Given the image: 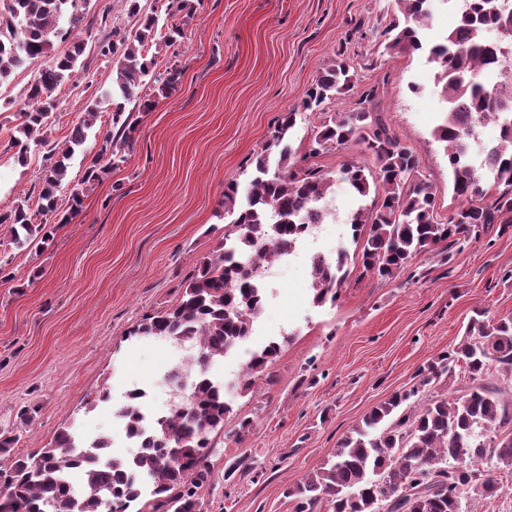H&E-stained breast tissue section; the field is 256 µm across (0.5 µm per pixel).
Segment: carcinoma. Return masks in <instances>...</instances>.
Segmentation results:
<instances>
[{"instance_id": "1", "label": "carcinoma", "mask_w": 512, "mask_h": 512, "mask_svg": "<svg viewBox=\"0 0 512 512\" xmlns=\"http://www.w3.org/2000/svg\"><path fill=\"white\" fill-rule=\"evenodd\" d=\"M0 1V80L27 60L51 57L27 87L19 137L13 140L22 164L31 147L47 148L38 176L37 210L31 212L25 198L0 212V246L21 249L53 237L50 220L67 177V160L86 142L102 112L96 103L88 106L60 148L43 137L57 107L55 92L70 81L83 53L75 43L65 55L53 57L52 39L64 37L58 28L63 16L73 29L84 22L85 0ZM128 2L134 27L113 30L112 39L100 42L98 54L115 64L113 83L119 95L145 112L156 98L172 93L181 75L175 65L158 71L149 50L161 43L175 46L195 9L192 0H164L171 23L160 29L155 16L141 12L138 0ZM393 2L380 54L412 55L426 49L420 30L431 18L429 0ZM491 28L505 35L490 40L486 32ZM503 48L512 51V9L504 0H471L443 41L426 49L438 66L447 104L434 135L446 143L452 190L459 200L446 216L439 214L432 185L422 178L414 147L379 118L377 87L357 92L348 111L321 122L311 149L299 157L290 144L297 110L281 115L272 140L255 157L244 196L236 183L224 188L221 205L232 220L216 254L188 275L174 307L144 318L133 330L135 336L195 343L192 357L169 375L183 379L180 402L147 433L137 393L125 396L116 416L124 421L128 437L141 439V449L131 459L113 455L101 460L96 450L112 447L107 436L93 439L76 454L79 444L65 429L54 445L11 457L14 438L0 432V455L6 457L0 461V512H106L108 503L113 512H127L134 502L140 503L136 512H203L199 489L210 473L212 435L224 429L231 411L224 384L210 376V369L250 334L265 297L258 265L292 247L333 192L332 176L309 159L351 144L362 147L368 161L343 164L341 180L358 195L372 196L369 205L348 219L359 248L355 260L345 249L334 260L320 254L311 258L310 289L317 307L336 302L352 263L364 274L389 280L421 252L470 240L486 224H512V126H504L497 144L484 150L480 165L469 157V140L477 128L512 110V67L500 63ZM492 65L497 77L489 84L485 74ZM355 84V68L334 60L308 88L302 109L322 114L326 104L353 91ZM138 122L121 104L105 119L107 129L96 141L83 188L72 192L69 215L61 222L78 215L84 188L128 161L126 149ZM492 189L496 198L489 205L484 199ZM279 350L280 344L271 340L252 353L242 369L241 390L250 389L252 377ZM457 366L470 386L451 398L423 400L431 386L451 381ZM494 373L512 379V317L489 320L478 311L457 348L418 369L416 386L373 407L337 442L322 467L285 488L292 512H461L464 500L497 495L502 489L497 474L512 473V403L484 382ZM479 465L484 474L473 480L469 473ZM253 468L248 456H240L226 465L224 480ZM64 470L81 474V489L61 479Z\"/></svg>"}]
</instances>
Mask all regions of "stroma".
<instances>
[{"mask_svg": "<svg viewBox=\"0 0 512 512\" xmlns=\"http://www.w3.org/2000/svg\"><path fill=\"white\" fill-rule=\"evenodd\" d=\"M196 17L159 68L178 65L176 90L142 113L126 163L86 190L80 214L45 245L13 251L0 273V431L23 455L49 447L61 430L76 439L102 433L125 453L113 415L127 390L146 406L169 407L166 373L183 352L170 339L130 331L144 316L176 304L185 277L224 235V188L247 187L253 158L279 117L298 109L292 144L308 152L318 116L300 112L319 70L354 60L359 86L377 87L381 117L419 155L441 213L454 209L448 157L434 129L444 102L428 53L379 55L390 21L386 0H194ZM106 32L79 28L56 52L84 45L79 71L58 92L46 128L64 143L88 105L113 106L110 61L97 53ZM47 58L26 61L0 80V203L12 208L38 193L42 155L18 162L12 138L24 90ZM338 216L303 246L297 265L279 263L263 310L237 355L216 371L233 383L243 359L269 340L279 355L251 391L226 393L232 411L215 437L211 474L200 490L204 512H292L285 487L319 467L337 441L391 393L411 388L416 371L455 349L474 310L512 316V224L485 225L477 240L418 254L390 280L351 273L335 304L311 301L303 264L313 254L352 248L348 217L359 205L334 185ZM111 399L99 401L101 391ZM35 407L30 424L23 406ZM249 420L239 433L241 420ZM250 455L254 470L225 482L224 465Z\"/></svg>", "mask_w": 512, "mask_h": 512, "instance_id": "1", "label": "stroma"}]
</instances>
